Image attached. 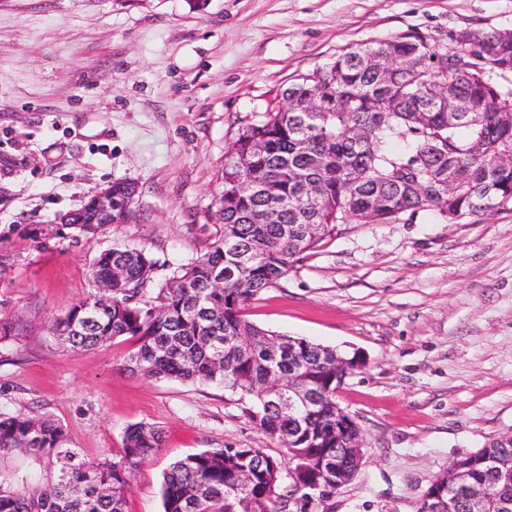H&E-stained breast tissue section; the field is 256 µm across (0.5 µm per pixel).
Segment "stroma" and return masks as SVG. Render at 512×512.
<instances>
[{
  "label": "stroma",
  "instance_id": "stroma-1",
  "mask_svg": "<svg viewBox=\"0 0 512 512\" xmlns=\"http://www.w3.org/2000/svg\"><path fill=\"white\" fill-rule=\"evenodd\" d=\"M512 30V0H0V415L54 420L85 458L119 459L125 429L163 432L125 512H162L169 466L274 443L224 388L127 369L133 341L75 351L50 331L89 297L115 247L157 262L145 296L208 249L224 152L280 91L357 44L408 30ZM137 183V220L82 233L60 215ZM249 321L360 353L337 400L363 461L327 512H416L462 456L512 433V201L452 222L428 210L337 225Z\"/></svg>",
  "mask_w": 512,
  "mask_h": 512
}]
</instances>
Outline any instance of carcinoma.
<instances>
[{
    "mask_svg": "<svg viewBox=\"0 0 512 512\" xmlns=\"http://www.w3.org/2000/svg\"><path fill=\"white\" fill-rule=\"evenodd\" d=\"M473 40L453 45L421 31L358 44L329 65L302 74L283 92L296 98L287 111L268 109L241 128L224 153L223 187L217 199L218 238L192 262L158 286L156 262L135 248L101 253L90 277L109 284L69 308L51 332L73 349L87 350L129 336L136 351L130 371L151 379L221 386L243 399L242 412L285 450L272 456L260 448H211L186 455L165 472L163 512H289L284 472L299 464L304 480L328 479L336 449L346 448L357 430L336 435L325 428L336 419V349L303 337L275 333L244 318L247 304L276 286L336 225L379 224L403 214L437 210L445 218L478 214L512 201V166L499 156L512 151V89L488 73L512 74V36L501 30L474 31ZM386 54L395 65L386 73L362 59ZM408 59L419 68L409 73ZM428 86H442L463 100L469 118L448 123V111L429 103ZM319 96L326 111L308 112L305 100ZM427 111V122L415 121ZM365 136L353 147L352 136ZM406 143L402 154L390 142ZM248 158L242 168L239 159ZM456 192L448 194V180ZM127 182H112V220L136 218ZM107 218L89 206L71 213L70 223L89 228ZM293 373L317 395L315 406L288 418L271 402ZM285 383L278 384L279 380ZM161 430L129 425L118 460L85 459L69 447L64 429L43 417H0V458L25 453L43 465L45 478L20 490L0 484V512H124L133 471L162 447ZM485 452L512 471V446L491 440ZM472 483L498 482L487 512L512 504V479L503 480L473 453L457 460ZM248 472L246 487L240 476Z\"/></svg>",
    "mask_w": 512,
    "mask_h": 512,
    "instance_id": "obj_1",
    "label": "carcinoma"
}]
</instances>
